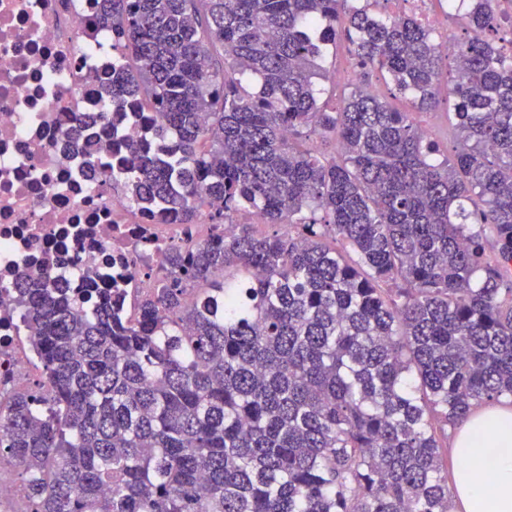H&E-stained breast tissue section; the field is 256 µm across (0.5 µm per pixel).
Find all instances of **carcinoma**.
I'll list each match as a JSON object with an SVG mask.
<instances>
[{
	"label": "carcinoma",
	"mask_w": 512,
	"mask_h": 512,
	"mask_svg": "<svg viewBox=\"0 0 512 512\" xmlns=\"http://www.w3.org/2000/svg\"><path fill=\"white\" fill-rule=\"evenodd\" d=\"M500 2L466 14L459 147L439 160L411 113L439 102L441 51L414 19L102 0L105 107L142 120L112 184L162 224L223 229L168 251L146 294L17 286L53 393L0 405L32 512H450L440 436L512 399V51L484 37ZM342 38L411 111L357 84L320 101ZM249 210L280 230L255 235Z\"/></svg>",
	"instance_id": "carcinoma-1"
}]
</instances>
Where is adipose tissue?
Instances as JSON below:
<instances>
[{"mask_svg":"<svg viewBox=\"0 0 512 512\" xmlns=\"http://www.w3.org/2000/svg\"><path fill=\"white\" fill-rule=\"evenodd\" d=\"M463 461L451 494L464 512H512V409L492 408L472 414L454 442Z\"/></svg>","mask_w":512,"mask_h":512,"instance_id":"adipose-tissue-1","label":"adipose tissue"}]
</instances>
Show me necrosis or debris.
Instances as JSON below:
<instances>
[{
    "mask_svg": "<svg viewBox=\"0 0 512 512\" xmlns=\"http://www.w3.org/2000/svg\"><path fill=\"white\" fill-rule=\"evenodd\" d=\"M99 17V0H0V400L31 392L16 282L146 291L165 252L216 231L155 223L102 179L139 141L136 118L93 124L92 157L70 139L112 80Z\"/></svg>",
    "mask_w": 512,
    "mask_h": 512,
    "instance_id": "obj_1",
    "label": "necrosis or debris"
}]
</instances>
